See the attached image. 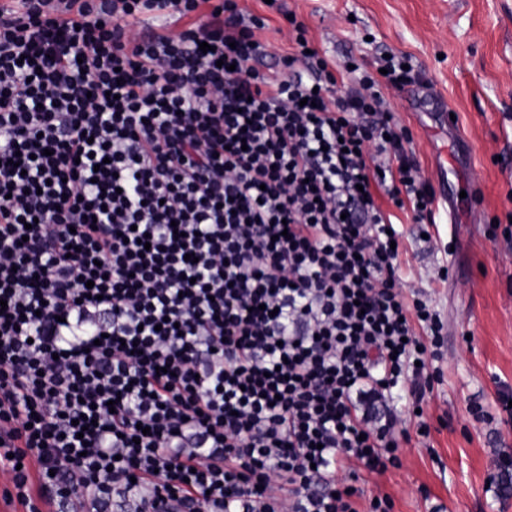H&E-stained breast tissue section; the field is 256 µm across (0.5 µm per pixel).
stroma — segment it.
I'll list each match as a JSON object with an SVG mask.
<instances>
[{
	"instance_id": "1",
	"label": "stroma",
	"mask_w": 512,
	"mask_h": 512,
	"mask_svg": "<svg viewBox=\"0 0 512 512\" xmlns=\"http://www.w3.org/2000/svg\"><path fill=\"white\" fill-rule=\"evenodd\" d=\"M268 18L259 35L266 66L288 47V16L304 24L335 65L354 58L376 71L379 52L410 57L414 78L385 97L413 135L422 175L439 203L430 241L404 220L402 272L439 308L448 340L441 381L424 407L429 437L401 442V465L377 474L359 469L358 512L388 495L392 512H512V241L491 237L490 224L512 223V0H244ZM455 116L441 120L443 108ZM475 210L446 220L469 181ZM454 243L445 255L446 243ZM448 277H439L441 265Z\"/></svg>"
}]
</instances>
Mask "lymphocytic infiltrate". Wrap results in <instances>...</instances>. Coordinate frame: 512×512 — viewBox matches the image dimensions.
Instances as JSON below:
<instances>
[{
    "label": "lymphocytic infiltrate",
    "instance_id": "lymphocytic-infiltrate-1",
    "mask_svg": "<svg viewBox=\"0 0 512 512\" xmlns=\"http://www.w3.org/2000/svg\"><path fill=\"white\" fill-rule=\"evenodd\" d=\"M238 0H0V474L26 512H357L447 328L383 89ZM208 43L202 51L200 43Z\"/></svg>",
    "mask_w": 512,
    "mask_h": 512
}]
</instances>
